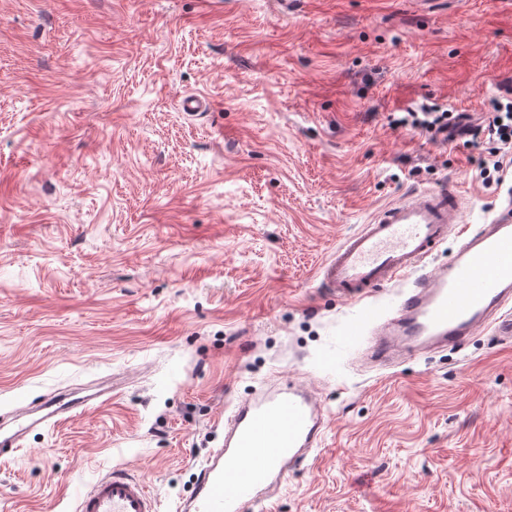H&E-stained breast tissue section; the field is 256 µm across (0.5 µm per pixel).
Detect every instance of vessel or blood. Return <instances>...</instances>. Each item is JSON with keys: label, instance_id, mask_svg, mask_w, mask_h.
<instances>
[{"label": "vessel or blood", "instance_id": "vessel-or-blood-1", "mask_svg": "<svg viewBox=\"0 0 512 512\" xmlns=\"http://www.w3.org/2000/svg\"><path fill=\"white\" fill-rule=\"evenodd\" d=\"M460 196L448 184L380 209L368 224L343 237L321 266L324 287L360 306L348 335L367 336L368 360L393 363L417 348L464 345L489 328L512 343V199L485 223L453 220ZM448 261L430 267L448 238ZM402 286L394 313L373 308L376 293ZM108 387L57 390L29 401L0 421V457L13 455L27 434L111 400ZM325 407L297 385L277 386L236 402L224 416V442L200 464L192 494L175 512H265L268 491L318 448ZM75 512H159V499L140 480L116 468L75 497Z\"/></svg>", "mask_w": 512, "mask_h": 512}]
</instances>
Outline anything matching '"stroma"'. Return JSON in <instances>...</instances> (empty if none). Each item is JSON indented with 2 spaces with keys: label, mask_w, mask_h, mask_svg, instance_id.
<instances>
[{
  "label": "stroma",
  "mask_w": 512,
  "mask_h": 512,
  "mask_svg": "<svg viewBox=\"0 0 512 512\" xmlns=\"http://www.w3.org/2000/svg\"><path fill=\"white\" fill-rule=\"evenodd\" d=\"M509 82L512 0H0V414L112 382L0 458V512H73L115 468L173 512L274 382L328 417L274 512H512V344L369 370L318 279L408 195L492 215L478 150L389 115L476 117Z\"/></svg>",
  "instance_id": "35a3bbf8"
}]
</instances>
